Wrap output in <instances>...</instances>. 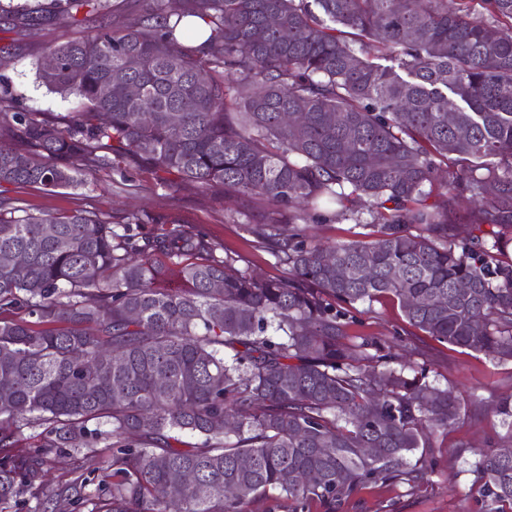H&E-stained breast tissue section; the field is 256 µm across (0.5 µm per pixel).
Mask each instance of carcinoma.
<instances>
[{"label":"carcinoma","mask_w":512,"mask_h":512,"mask_svg":"<svg viewBox=\"0 0 512 512\" xmlns=\"http://www.w3.org/2000/svg\"><path fill=\"white\" fill-rule=\"evenodd\" d=\"M136 27L49 47L64 125L18 109L0 125V182L67 188L112 143L202 188L267 204L258 236L288 266L264 280L171 224L147 244L86 212L0 208V503L48 494L53 448L112 449L90 512H337L369 483L409 484L465 406L373 337L347 307L390 295L439 342L512 360V0H150ZM110 0H36L13 14L70 24ZM278 26L267 25L268 17ZM210 27L181 42L178 20ZM494 39H489V34ZM383 58L390 66L377 63ZM123 73L129 98L111 89ZM461 103L448 123V95ZM302 112L292 125L284 112ZM462 163L438 171L449 160ZM366 199L371 239L313 245L298 224ZM473 225L461 238L456 222ZM24 311L28 318L3 314ZM232 421L230 430L224 422ZM47 426L50 448L14 454ZM189 433L199 442L172 445ZM372 452H366V449ZM480 512H512V448L480 454ZM50 438L46 434L44 426L28 427L18 435L15 448H12V450L16 453H25L29 449H35V447H48Z\"/></svg>","instance_id":"cac0c4a2"}]
</instances>
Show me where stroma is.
<instances>
[{
	"mask_svg": "<svg viewBox=\"0 0 512 512\" xmlns=\"http://www.w3.org/2000/svg\"><path fill=\"white\" fill-rule=\"evenodd\" d=\"M94 23L74 27L53 18L30 23L0 11V55L9 60L0 68V86L10 89L21 107L62 120L77 111L75 99L49 92L37 78V69L50 45L94 33ZM106 160L83 171L72 188L48 190L0 184V199L31 213L68 214L77 210L100 215L116 230L131 223L139 238L155 236L163 223L184 225L203 233L220 255L233 257L238 269L264 279L286 276L288 267L261 243L257 223L267 209L257 198L228 197L223 188L202 189L174 174L157 171L140 156L116 146L106 151ZM335 205H321L317 219L308 224L310 239L321 244L366 240L373 233L371 217L335 219ZM350 332L395 344L397 337L410 334L396 299L355 304ZM428 354V380L453 387L464 402L512 396V361L439 343L423 337ZM512 442V422L496 412L481 419L461 415L447 433L437 435L427 457L435 465L416 484L370 485L360 489L340 512H473L475 466L478 453L497 444ZM111 451L89 457L79 448L64 449L54 461V487L71 485L80 500L68 512H88L85 497L99 485L111 482Z\"/></svg>",
	"mask_w": 512,
	"mask_h": 512,
	"instance_id": "stroma-1",
	"label": "stroma"
}]
</instances>
